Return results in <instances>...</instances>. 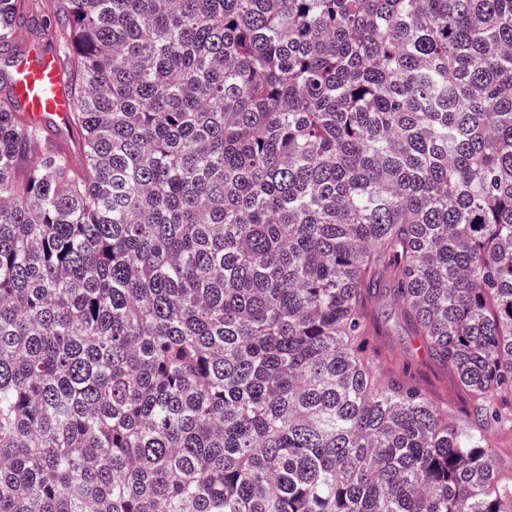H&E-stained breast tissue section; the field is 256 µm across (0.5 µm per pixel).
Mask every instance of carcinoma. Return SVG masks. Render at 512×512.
Returning a JSON list of instances; mask_svg holds the SVG:
<instances>
[{"instance_id": "1", "label": "carcinoma", "mask_w": 512, "mask_h": 512, "mask_svg": "<svg viewBox=\"0 0 512 512\" xmlns=\"http://www.w3.org/2000/svg\"><path fill=\"white\" fill-rule=\"evenodd\" d=\"M48 7L85 165L0 97V512H512V0ZM380 326L378 335L369 336V346L377 354L379 368L387 376L401 374L408 367V374L427 397L437 406L448 404V410L457 419H463L470 400L461 391L453 374L434 363L413 336L400 313L386 301L376 310ZM488 444L499 467L512 466V432L492 429L488 433Z\"/></svg>"}]
</instances>
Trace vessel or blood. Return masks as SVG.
<instances>
[{"label":"vessel or blood","mask_w":512,"mask_h":512,"mask_svg":"<svg viewBox=\"0 0 512 512\" xmlns=\"http://www.w3.org/2000/svg\"><path fill=\"white\" fill-rule=\"evenodd\" d=\"M11 93L31 124L73 133L74 101L64 77L58 50L26 46L16 58Z\"/></svg>","instance_id":"1"}]
</instances>
